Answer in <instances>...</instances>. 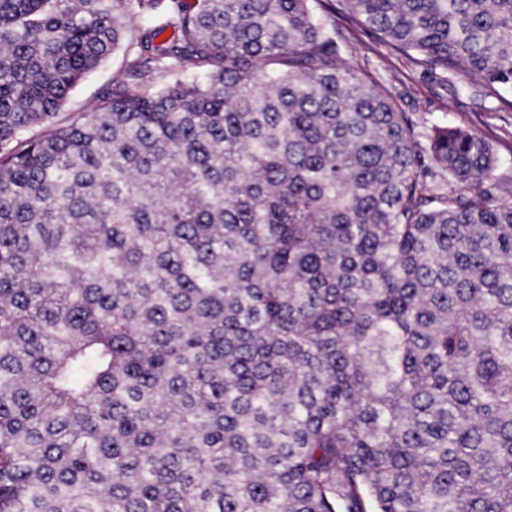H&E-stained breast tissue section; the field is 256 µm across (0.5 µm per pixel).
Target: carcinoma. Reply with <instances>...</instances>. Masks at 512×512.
<instances>
[{
	"mask_svg": "<svg viewBox=\"0 0 512 512\" xmlns=\"http://www.w3.org/2000/svg\"><path fill=\"white\" fill-rule=\"evenodd\" d=\"M338 13L512 93V0H0V512H512V184ZM122 53H116L101 68L92 73L72 93L65 107L66 112H79L97 100L99 92L112 82L119 69Z\"/></svg>",
	"mask_w": 512,
	"mask_h": 512,
	"instance_id": "carcinoma-1",
	"label": "carcinoma"
}]
</instances>
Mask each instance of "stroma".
Here are the masks:
<instances>
[{"label":"stroma","instance_id":"35a3bbf8","mask_svg":"<svg viewBox=\"0 0 512 512\" xmlns=\"http://www.w3.org/2000/svg\"><path fill=\"white\" fill-rule=\"evenodd\" d=\"M336 25L342 55L351 69L368 74L376 88L389 91L418 126L448 123L483 134L499 159L497 177L512 181V109L496 97L458 93L432 82L420 67L405 56L391 53L353 21L340 17ZM121 61V55H114L84 80L70 96L67 111H81L96 101L100 91L111 83Z\"/></svg>","mask_w":512,"mask_h":512}]
</instances>
